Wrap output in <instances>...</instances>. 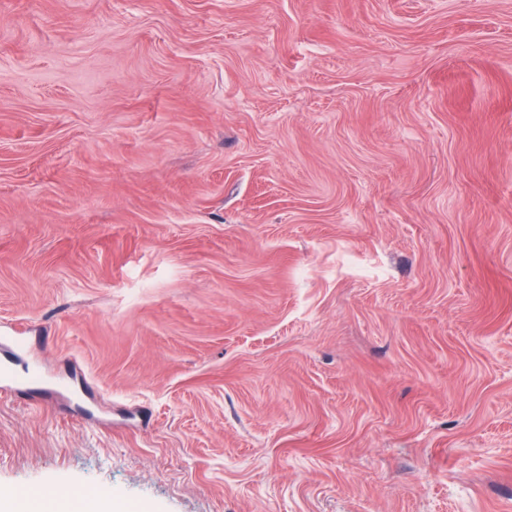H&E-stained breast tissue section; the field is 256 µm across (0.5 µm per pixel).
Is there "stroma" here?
Listing matches in <instances>:
<instances>
[{
    "instance_id": "obj_1",
    "label": "stroma",
    "mask_w": 512,
    "mask_h": 512,
    "mask_svg": "<svg viewBox=\"0 0 512 512\" xmlns=\"http://www.w3.org/2000/svg\"><path fill=\"white\" fill-rule=\"evenodd\" d=\"M0 491L512 512V0H0ZM8 381L14 389H27L43 386L47 375L41 364L34 360H25L21 372H14L6 363L0 365V382Z\"/></svg>"
}]
</instances>
